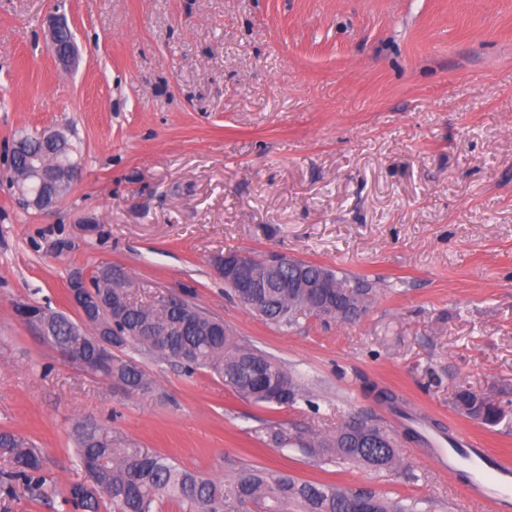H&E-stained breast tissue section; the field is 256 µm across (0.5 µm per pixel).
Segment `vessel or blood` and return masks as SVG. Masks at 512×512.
<instances>
[{
	"instance_id": "obj_1",
	"label": "vessel or blood",
	"mask_w": 512,
	"mask_h": 512,
	"mask_svg": "<svg viewBox=\"0 0 512 512\" xmlns=\"http://www.w3.org/2000/svg\"><path fill=\"white\" fill-rule=\"evenodd\" d=\"M420 453L439 473L466 474L470 501L488 506L490 512H512V458L493 455L475 438L445 432L414 419Z\"/></svg>"
}]
</instances>
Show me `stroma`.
<instances>
[{"label":"stroma","instance_id":"1","mask_svg":"<svg viewBox=\"0 0 512 512\" xmlns=\"http://www.w3.org/2000/svg\"><path fill=\"white\" fill-rule=\"evenodd\" d=\"M64 16L78 55L43 49ZM46 128L79 177L50 214L9 186L8 151ZM273 252L373 283L356 323L279 329L225 293L211 261ZM139 298L180 295L297 381L296 404L246 402L212 374L128 346L153 395L69 362L15 313L76 318L67 286L101 266ZM467 387L495 425L457 413ZM410 413L512 455V0H0V430L47 457L40 496L0 512H71L83 426L230 479L245 466L376 491L419 512H480L401 442L374 472L269 444L277 421L322 435Z\"/></svg>","mask_w":512,"mask_h":512}]
</instances>
